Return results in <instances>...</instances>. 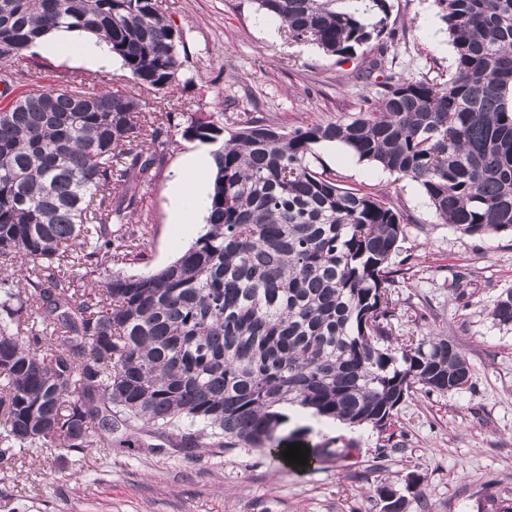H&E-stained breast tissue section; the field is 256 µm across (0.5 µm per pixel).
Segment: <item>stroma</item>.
<instances>
[{
    "label": "stroma",
    "mask_w": 512,
    "mask_h": 512,
    "mask_svg": "<svg viewBox=\"0 0 512 512\" xmlns=\"http://www.w3.org/2000/svg\"><path fill=\"white\" fill-rule=\"evenodd\" d=\"M170 23L186 34L189 83L166 96L134 87L120 60L89 67L73 53L47 57L29 49L19 85L27 91L68 76L89 90L104 87L138 98L150 112L167 101L180 112L224 109L234 129L257 117L295 128L357 112L387 73L436 78L453 66L447 25L433 0H391L389 27L400 42L390 72L356 78L376 56V44L348 61L315 44L289 38L280 22L265 17L256 0H158ZM199 141L171 151L131 217L144 234L145 262L127 264L139 274L177 259L202 231L171 221L170 186ZM311 169L362 193L388 191L409 221L395 268L409 272L391 299L400 318L399 338L429 332L460 344L472 378L447 394L414 392L401 405L396 447H382L369 426L350 429L300 419L291 413L281 435L299 433L320 442L336 435L354 441L351 456L308 470L252 448H176L160 437L152 448H89L69 454L57 448L24 451L18 467L0 470V512H380L378 486L405 494L407 512H493L492 501L512 502V331L495 326L490 308L512 289V234L467 236L442 223L421 187L358 161L331 143L314 147ZM467 288L455 298L448 283ZM422 478L407 488L409 473Z\"/></svg>",
    "instance_id": "1"
}]
</instances>
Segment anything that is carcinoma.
Instances as JSON below:
<instances>
[{
    "instance_id": "carcinoma-1",
    "label": "carcinoma",
    "mask_w": 512,
    "mask_h": 512,
    "mask_svg": "<svg viewBox=\"0 0 512 512\" xmlns=\"http://www.w3.org/2000/svg\"><path fill=\"white\" fill-rule=\"evenodd\" d=\"M293 40L343 60L377 41L388 68L390 0H257ZM448 27V78L390 75L352 116L280 130L249 120L224 138V112L192 114L181 137L216 145L203 233L171 263L99 283L98 269L145 259L128 226L177 141L181 113L140 114L131 95L67 81L0 107V468L27 448H143L137 426L180 445L282 454L284 408L384 445L411 393L469 384L446 336L397 343L392 259L402 212L312 170L321 142L416 182L465 235L512 233V0H434ZM66 28L110 46L134 85L179 82L186 51L157 0H0V99L15 63ZM121 194L112 196V186ZM512 326V290L490 310ZM310 459L332 462L341 436Z\"/></svg>"
}]
</instances>
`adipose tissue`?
Wrapping results in <instances>:
<instances>
[{
  "label": "adipose tissue",
  "mask_w": 512,
  "mask_h": 512,
  "mask_svg": "<svg viewBox=\"0 0 512 512\" xmlns=\"http://www.w3.org/2000/svg\"><path fill=\"white\" fill-rule=\"evenodd\" d=\"M39 47L47 54H55L66 48L74 50L92 65L107 63L110 55L106 43L63 29L42 37ZM208 178L204 155L189 154L184 167L176 174L171 185L174 223L195 224L206 213Z\"/></svg>",
  "instance_id": "ef3b65f1"
}]
</instances>
